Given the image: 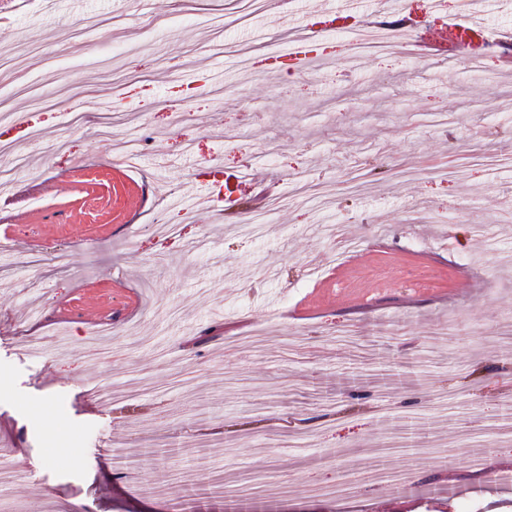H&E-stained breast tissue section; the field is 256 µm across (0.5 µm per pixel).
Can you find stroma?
Instances as JSON below:
<instances>
[{
	"label": "stroma",
	"instance_id": "35a3bbf8",
	"mask_svg": "<svg viewBox=\"0 0 512 512\" xmlns=\"http://www.w3.org/2000/svg\"><path fill=\"white\" fill-rule=\"evenodd\" d=\"M314 2L285 18L228 0H9L0 52L47 77L61 106L92 96L106 117L113 81L148 80L159 101L209 79L192 125L133 112L113 127H140L133 165L63 135L55 112L28 115L43 150L7 129L28 164L0 216L32 259L50 256L38 269L0 258V449L19 445L25 474L0 496L14 512H512V483L469 468L478 433L512 460L495 434L512 421V338L496 333L512 320V72L422 60L409 42L294 80L245 68L246 53L287 48ZM64 68L91 78L51 80ZM245 149L263 152L252 174L277 175L280 197L248 235L246 187L216 217L192 177L210 158L232 175ZM190 210L199 223L180 224ZM449 317L457 336L428 335ZM345 324L374 348L342 347ZM20 327L66 348H23ZM98 327L123 361L83 354ZM363 462L403 487L314 497L308 478L332 484ZM246 481L288 493L237 496Z\"/></svg>",
	"mask_w": 512,
	"mask_h": 512
}]
</instances>
